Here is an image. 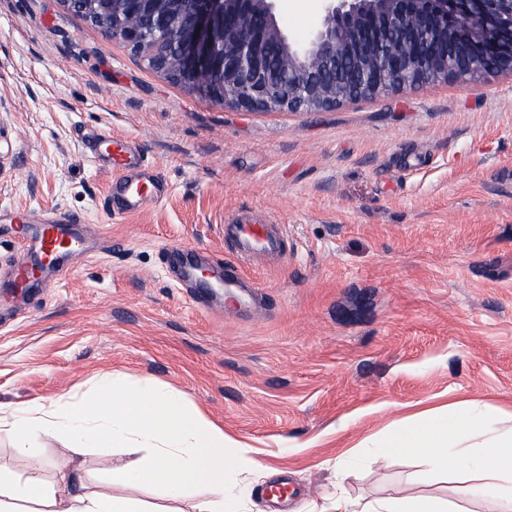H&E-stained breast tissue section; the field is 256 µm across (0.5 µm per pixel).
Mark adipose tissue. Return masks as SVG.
Instances as JSON below:
<instances>
[{"label": "adipose tissue", "instance_id": "ef3b65f1", "mask_svg": "<svg viewBox=\"0 0 512 512\" xmlns=\"http://www.w3.org/2000/svg\"><path fill=\"white\" fill-rule=\"evenodd\" d=\"M94 401L70 396L34 401L0 414L18 453L46 437L60 439L67 457L102 445L139 455L136 465L113 469L116 487L158 488L157 503L112 494H78L47 488L38 477L18 480L0 471V512H174L188 492L205 496L204 512H241L243 487L230 472L263 466L245 453L232 454L223 431L187 409L183 396L140 382L104 377ZM497 410L483 403L427 415L422 422L394 421L387 436L372 443L365 458L376 463L398 456L420 458L428 474L448 467L476 475L472 491L512 512V429L496 425Z\"/></svg>", "mask_w": 512, "mask_h": 512}]
</instances>
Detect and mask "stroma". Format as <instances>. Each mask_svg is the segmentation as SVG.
I'll return each mask as SVG.
<instances>
[{
    "label": "stroma",
    "instance_id": "stroma-1",
    "mask_svg": "<svg viewBox=\"0 0 512 512\" xmlns=\"http://www.w3.org/2000/svg\"><path fill=\"white\" fill-rule=\"evenodd\" d=\"M290 33L318 0H277ZM138 142L170 191L108 218L110 176L83 133ZM281 224L286 257L255 265L260 308L203 310L164 252L187 245L229 263L224 219L240 208ZM79 216L98 250L53 287L0 288V406L91 392L97 379L181 393L265 466L241 473L247 512H294L431 496L495 512L456 470L414 457L346 474L337 460L395 419L482 400L512 426V80L439 84L322 112L227 107L150 69L63 0H0V212ZM47 438L0 468L45 485L108 493L136 456L90 448L55 467Z\"/></svg>",
    "mask_w": 512,
    "mask_h": 512
}]
</instances>
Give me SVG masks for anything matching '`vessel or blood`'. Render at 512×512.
Wrapping results in <instances>:
<instances>
[{
	"mask_svg": "<svg viewBox=\"0 0 512 512\" xmlns=\"http://www.w3.org/2000/svg\"><path fill=\"white\" fill-rule=\"evenodd\" d=\"M86 150L96 168L109 170L112 174L105 197L108 215L132 213L146 204L160 202L166 196V183L133 141L98 130L87 137ZM8 221L15 224L22 235L20 258L8 282L9 287H42L58 271L62 258L80 259L85 255L83 239L76 230L79 220L74 216H51L43 222L32 223L25 212L15 211ZM224 240L243 262L242 267L225 269V292L233 299L256 300L258 284L243 267L261 260L283 258L282 230L244 208L226 218ZM166 255L169 267L176 270L180 281H193L195 252L192 248L175 246L168 249Z\"/></svg>",
	"mask_w": 512,
	"mask_h": 512,
	"instance_id": "vessel-or-blood-1",
	"label": "vessel or blood"
}]
</instances>
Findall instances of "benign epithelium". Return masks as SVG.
I'll list each match as a JSON object with an SVG mask.
<instances>
[{
  "label": "benign epithelium",
  "mask_w": 512,
  "mask_h": 512,
  "mask_svg": "<svg viewBox=\"0 0 512 512\" xmlns=\"http://www.w3.org/2000/svg\"><path fill=\"white\" fill-rule=\"evenodd\" d=\"M149 67L226 106L317 112L512 78V0H319L302 41L276 0H63Z\"/></svg>",
  "instance_id": "benign-epithelium-1"
}]
</instances>
